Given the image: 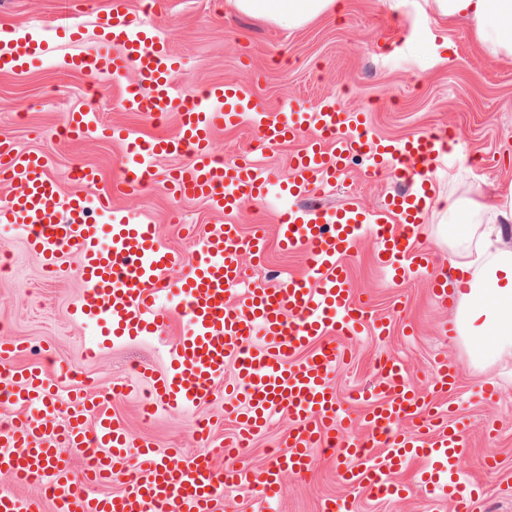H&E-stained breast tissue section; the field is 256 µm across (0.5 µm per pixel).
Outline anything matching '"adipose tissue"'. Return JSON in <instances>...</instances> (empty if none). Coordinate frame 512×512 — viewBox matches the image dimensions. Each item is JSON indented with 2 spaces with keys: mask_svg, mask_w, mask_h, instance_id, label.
<instances>
[{
  "mask_svg": "<svg viewBox=\"0 0 512 512\" xmlns=\"http://www.w3.org/2000/svg\"><path fill=\"white\" fill-rule=\"evenodd\" d=\"M250 17L288 28L303 26L332 11L336 0H233ZM390 10L412 8L466 22L480 50L512 60V0H385ZM512 221V194L489 203L448 205V232L462 249L450 258L466 276L464 307L457 321L475 356L497 360L512 355V249L503 244L502 226Z\"/></svg>",
  "mask_w": 512,
  "mask_h": 512,
  "instance_id": "adipose-tissue-1",
  "label": "adipose tissue"
}]
</instances>
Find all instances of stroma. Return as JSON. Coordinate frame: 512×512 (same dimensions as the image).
Masks as SVG:
<instances>
[{"label":"stroma","mask_w":512,"mask_h":512,"mask_svg":"<svg viewBox=\"0 0 512 512\" xmlns=\"http://www.w3.org/2000/svg\"><path fill=\"white\" fill-rule=\"evenodd\" d=\"M109 0H0V42H12L26 54L29 42L50 35L65 18L83 29L77 43L58 42L50 57L24 72L0 74V140L24 150L49 151L53 176L66 182L77 164L94 165L120 178L124 146L91 134L72 139L61 130L68 112L88 108L100 124L115 123L134 135L149 138L177 129L175 113L153 121L141 112L123 111L118 84L70 70V54L96 55L99 31L109 15ZM133 15L166 43L180 67L172 79L184 95L192 96L214 84L236 83L274 112L300 107L313 111L326 97L342 107L367 113L375 136L401 139L416 134L452 131L458 145L447 163L433 173L432 196L418 228L421 245L435 256L431 274L410 276L391 287L374 260L375 241L363 237L347 260L355 293L366 295L373 315L390 319L389 334L355 339L349 362L335 378L340 398L377 378L376 364L388 355L404 365L422 388H430L435 362L447 359L458 366L456 387L449 399L457 416L471 421L463 462L466 474L481 484L485 512H512V357L491 363L469 358L455 330L459 296L446 301L431 293L432 274L456 281L449 263L454 249L448 238L449 201L467 202L482 195L512 190V61L491 58L480 51L466 23L430 17L411 26L383 0H337L333 13L311 23L288 28L238 13L227 0H128ZM178 157L153 164L150 186L142 192L119 194L116 215L158 229L161 242L191 257L195 243L188 226L205 228L218 216L203 202L170 197L165 181L181 165ZM456 181H449V174ZM396 179L369 177L354 161L335 188L316 194L324 208L333 209L356 198L365 209L378 206L394 193ZM11 266L0 274V336L23 343L19 362H37L42 347L77 362L96 379L98 392L109 398L133 434L157 448H197L198 422L213 421L222 429L213 437L215 462L225 467L219 447L234 425L221 404L201 405L190 414L159 412L143 418V392L113 396V384L134 381L142 370L168 365L164 344L181 329L173 315L161 342L126 341L113 344L92 359L84 358L88 330L73 312L82 291L77 274L51 278L41 259L31 254L19 234L0 230V256ZM248 285H270L275 279L300 273L303 254L270 241L264 264L245 261ZM494 384L496 399L486 400L482 389ZM495 457L498 469L484 465ZM336 456L316 453L305 476L286 480L279 512H323L325 501L348 496L337 476Z\"/></svg>","instance_id":"stroma-1"}]
</instances>
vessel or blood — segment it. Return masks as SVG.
<instances>
[{"label": "vessel or blood", "mask_w": 512, "mask_h": 512, "mask_svg": "<svg viewBox=\"0 0 512 512\" xmlns=\"http://www.w3.org/2000/svg\"><path fill=\"white\" fill-rule=\"evenodd\" d=\"M124 4L112 0L102 50L69 57L67 66L105 77L134 69L140 81L150 83L152 97L144 99L137 84L122 86V108L176 111V132L144 140L119 125L97 126L93 112L68 113L70 135L96 130L125 145L119 179L80 165L68 175L75 185L71 192L52 175L49 155L1 145L0 184L9 193L0 202V227L19 231L56 278L77 270L83 283L77 311L97 336L84 357H96L99 346L112 340L160 338L172 314L182 317L179 336L166 347L168 369L147 377L142 411L147 417L161 408L184 413L223 399L226 415L239 427L223 443L236 479L227 481L216 466L208 426L197 433L199 451L186 457L176 448L136 441L98 395L94 379L79 377L73 363L49 349L41 362L19 366L21 345L0 336V401L12 408L9 425L0 427V473L13 482L0 490V512H41L46 500L53 512H224L236 488L269 504L281 498L285 477L308 472L319 449L335 450L337 474L352 495L420 492L436 506L470 512L466 493L473 483L461 467L470 424L436 407L454 389L456 367L438 361L425 391L403 367L382 359L376 382L353 395L364 405L356 417L335 384L350 353L347 339L371 329L383 336L389 329L386 319L369 313L364 297L355 296L346 260L369 236L377 245L376 263L392 280L429 268L431 257L419 244L417 228L435 161L447 149L446 135L374 136L364 113L345 111L333 97L313 112H270L246 100L235 83L175 100L174 55ZM248 109L255 113L258 149L297 143L287 180L274 182L243 155L215 157V128L238 126ZM182 155L188 161L171 172L169 193L205 200L228 221L195 235L190 270L175 280L171 274L183 258L161 243L154 225L108 224L104 218L112 213L113 194L144 186L152 159ZM358 157L365 159L367 173L419 181V192L389 196L371 213L354 199L329 211L292 207L279 213L271 234L260 225L247 235L230 223V216L247 202L265 199L271 187L298 197L315 186H334ZM273 238L284 248L303 250V273L243 288V256L262 264ZM74 376L79 385L63 389L62 380ZM278 413L291 423L288 434L267 466L254 467L242 447ZM356 418L364 436L349 433ZM71 448L88 449L82 469L74 468ZM127 466L133 474L121 489L104 492ZM410 468L416 471L413 481L396 483V475ZM41 479L43 498L19 494V487Z\"/></svg>", "instance_id": "vessel-or-blood-1"}]
</instances>
